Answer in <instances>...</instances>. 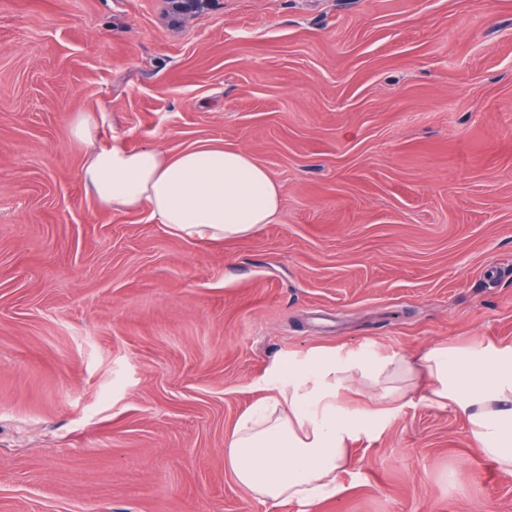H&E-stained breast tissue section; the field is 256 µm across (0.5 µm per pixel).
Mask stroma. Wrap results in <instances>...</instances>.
<instances>
[{
  "mask_svg": "<svg viewBox=\"0 0 512 512\" xmlns=\"http://www.w3.org/2000/svg\"><path fill=\"white\" fill-rule=\"evenodd\" d=\"M101 140L244 150L273 224L188 241L87 190ZM512 344V0H0V512H302L224 441L272 368ZM312 512H512L410 396Z\"/></svg>",
  "mask_w": 512,
  "mask_h": 512,
  "instance_id": "stroma-1",
  "label": "stroma"
}]
</instances>
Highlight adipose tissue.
<instances>
[{
  "instance_id": "adipose-tissue-1",
  "label": "adipose tissue",
  "mask_w": 512,
  "mask_h": 512,
  "mask_svg": "<svg viewBox=\"0 0 512 512\" xmlns=\"http://www.w3.org/2000/svg\"><path fill=\"white\" fill-rule=\"evenodd\" d=\"M99 118L77 113L74 137L88 148L82 178L103 205L147 208L173 236L204 243L240 239L271 224L281 188L246 152L212 141L170 153L99 140ZM374 403L341 408L352 383ZM264 408L245 412L227 438L236 482L263 503L310 508L336 494V474L358 433L377 428L410 391L435 408L461 412L476 447L512 471V345L458 357L438 347L374 361L308 353L278 364Z\"/></svg>"
}]
</instances>
